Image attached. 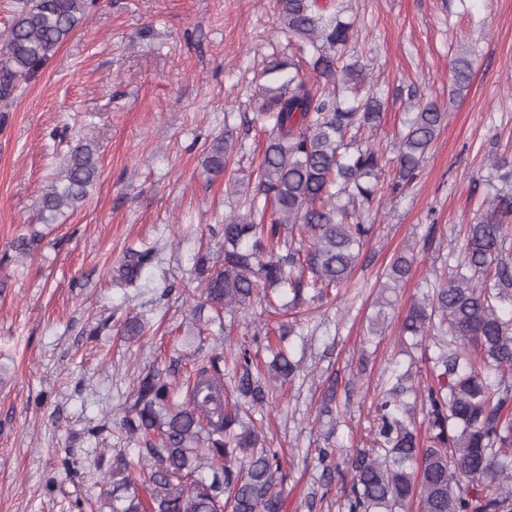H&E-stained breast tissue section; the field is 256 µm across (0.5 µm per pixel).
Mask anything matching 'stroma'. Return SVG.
Masks as SVG:
<instances>
[{
  "label": "stroma",
  "instance_id": "obj_1",
  "mask_svg": "<svg viewBox=\"0 0 512 512\" xmlns=\"http://www.w3.org/2000/svg\"><path fill=\"white\" fill-rule=\"evenodd\" d=\"M343 3L355 57L384 102L380 127L363 141L391 147L422 102L447 118L405 194L365 209L373 232L343 300L315 314L311 340H290L307 373L275 392L266 425L285 452L284 512H338L313 454L321 375L355 382L338 436L362 445L407 303L441 274L487 195L512 191L494 166L512 155V0ZM278 29L276 0H95L43 69L0 99V512H110L106 474L119 456L137 462L133 487L147 496L153 461L119 427L139 378L164 369L182 384L225 342L251 341L278 321L254 303L236 312L230 338L201 336L188 293L200 245L220 247L233 183H248L259 161L252 95L286 43ZM458 56L470 59L471 77L454 97L448 66ZM217 137L234 151L214 176L203 161ZM85 140L98 147L99 180L77 211L43 226L32 254H17L44 187ZM407 245L411 272L359 371L380 277ZM152 246L158 255L139 287L113 280L127 249ZM133 316L146 332L123 340Z\"/></svg>",
  "mask_w": 512,
  "mask_h": 512
}]
</instances>
